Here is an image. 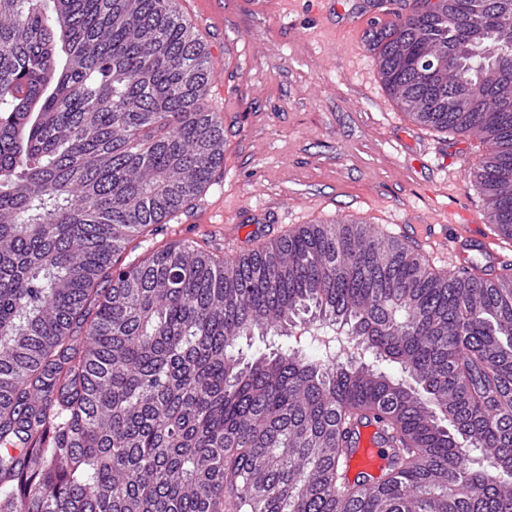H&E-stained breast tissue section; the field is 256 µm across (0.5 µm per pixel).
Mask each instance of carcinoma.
<instances>
[{
	"label": "carcinoma",
	"instance_id": "carcinoma-1",
	"mask_svg": "<svg viewBox=\"0 0 512 512\" xmlns=\"http://www.w3.org/2000/svg\"><path fill=\"white\" fill-rule=\"evenodd\" d=\"M369 47L489 145L466 176L512 241V0H414ZM212 70L177 0H0V512H512V275L342 220L120 262L221 167ZM337 328L341 359L241 347ZM354 441L356 451L351 459V469L372 473L375 469L381 470L384 465L382 458V444L379 430L374 425L361 426L357 430Z\"/></svg>",
	"mask_w": 512,
	"mask_h": 512
}]
</instances>
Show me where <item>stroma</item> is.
<instances>
[{"instance_id":"35a3bbf8","label":"stroma","mask_w":512,"mask_h":512,"mask_svg":"<svg viewBox=\"0 0 512 512\" xmlns=\"http://www.w3.org/2000/svg\"><path fill=\"white\" fill-rule=\"evenodd\" d=\"M411 0H179L205 39L215 77L209 101L224 124V163L178 220L123 260L174 240L208 241L232 259L301 224L366 222L453 271L448 241L468 213L491 232L466 178L487 150L474 137L415 123L382 85L366 39L374 17ZM215 19L200 26L202 13Z\"/></svg>"}]
</instances>
